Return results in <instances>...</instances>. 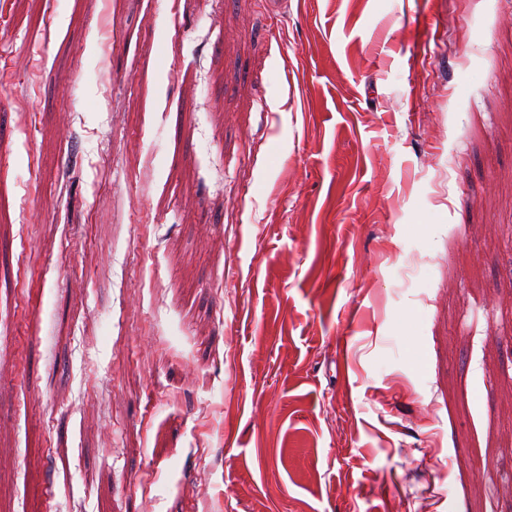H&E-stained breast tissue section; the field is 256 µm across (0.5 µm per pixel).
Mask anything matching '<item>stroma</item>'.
Returning a JSON list of instances; mask_svg holds the SVG:
<instances>
[{
  "instance_id": "obj_1",
  "label": "stroma",
  "mask_w": 512,
  "mask_h": 512,
  "mask_svg": "<svg viewBox=\"0 0 512 512\" xmlns=\"http://www.w3.org/2000/svg\"><path fill=\"white\" fill-rule=\"evenodd\" d=\"M0 512H512V0H0Z\"/></svg>"
}]
</instances>
